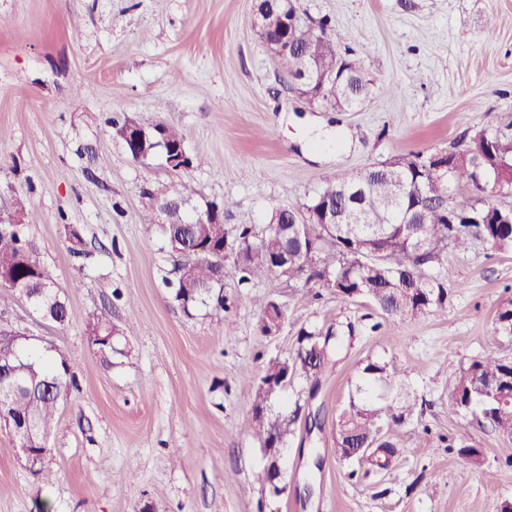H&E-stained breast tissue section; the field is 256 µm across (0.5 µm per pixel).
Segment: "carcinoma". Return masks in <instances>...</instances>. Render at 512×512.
Masks as SVG:
<instances>
[{"label":"carcinoma","instance_id":"cac0c4a2","mask_svg":"<svg viewBox=\"0 0 512 512\" xmlns=\"http://www.w3.org/2000/svg\"><path fill=\"white\" fill-rule=\"evenodd\" d=\"M256 11L264 14L266 36L282 39L293 36L298 52L278 59L281 73L288 80L306 78L308 97L339 111L358 108L366 86L358 59L339 53L336 34L329 21L322 18L299 19L293 29L281 24L280 17L297 11L295 0H259ZM162 140L163 149L183 144V136L172 126L156 123L148 130L147 149L156 154L153 142ZM390 161L402 166L395 175L385 169L371 170L363 191L351 205V212H327L325 197L336 191L349 193L356 188L355 178L346 172L327 176L323 187L304 206L314 211L313 219L298 227L305 250L286 265L275 263L282 233L271 229L259 238L253 229H238L232 248L236 251L240 280L273 274L284 281L309 283L317 281L340 297L364 298L390 317H420L447 309L448 289L444 280L433 274L448 249L465 250L474 239L489 241L498 249H512V207L506 208L481 196V185L498 181L506 195H512V133L490 129L488 140L472 145V151L448 152V172H433L422 161L421 154H397ZM404 179L415 194L424 191L438 201L416 225L403 223L412 202L389 203L394 194L395 177ZM182 196L174 190L161 199L155 210L168 218L163 228L171 257L170 274L175 278V300L186 313L200 306L224 309L220 281L224 278L222 260H205L194 249H223L227 244L224 212L231 202L209 203L196 213L191 223L182 221ZM180 246H175L172 241ZM0 275L27 288H45L43 294L29 302L48 314L56 323L63 305L56 302L54 282L27 240L0 235ZM112 322L95 316L87 322L86 333L91 347L109 362L114 352ZM340 330L328 328L316 333L305 328L298 334V348L292 364L284 369L280 362H270L259 376L247 372L243 381L251 387V407H267L264 416L254 414L244 422L248 434L264 446L270 433H276L281 444L295 435L301 409L275 411V397L259 387L265 379L280 381L285 372L290 377L304 376L319 384L320 376L331 361L333 352L344 345ZM24 364L19 376L35 364L46 376L56 373L71 375L67 355L55 350L44 356L28 348L22 353ZM512 393V358L493 353L472 360L458 376L454 400L465 411L477 412L495 432L512 437V405L503 404L498 393ZM58 394L44 392L36 398L20 393L0 398V413L31 414L37 432L45 437L55 425ZM416 399L399 380L398 372L379 362H368L362 369L355 395L338 414L336 420V455L348 460L349 449L366 446L371 452L364 458L374 467L385 469L394 454V445L383 433L384 422L401 424L411 417Z\"/></svg>","mask_w":512,"mask_h":512}]
</instances>
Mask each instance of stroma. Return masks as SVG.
I'll list each match as a JSON object with an SVG mask.
<instances>
[{"mask_svg":"<svg viewBox=\"0 0 512 512\" xmlns=\"http://www.w3.org/2000/svg\"><path fill=\"white\" fill-rule=\"evenodd\" d=\"M329 18L339 51L361 62L369 94L340 112L291 92L254 25L256 0H0V210L21 193L37 214L26 234L68 310L65 324L26 301L0 307V324L38 348L55 346L74 373L48 441L43 483L0 429V512H499L512 499V438L453 402L457 376L478 356L512 357L497 315L512 305V249L477 241L449 251L434 273L448 282L446 311L387 317L373 303L320 284L269 275L240 282L224 253V310L185 313L167 278L165 216L140 215L178 189L184 213L231 201L228 229L262 232L276 207H301L335 171L359 173L396 154L467 144L512 120V0H296ZM179 128L201 166L171 172L137 162L113 119ZM91 256L72 255L69 228ZM285 311L261 331L254 297ZM115 336L103 362L89 317ZM352 324L353 337L323 372L276 406L321 412L323 431L284 448L288 489L254 479L264 464L244 430L241 374L294 356L300 329ZM388 363L417 399L413 416L385 426L388 469L337 459L334 426L364 365ZM482 449L469 465L458 447ZM323 469L309 476L304 455ZM315 493H297L307 478ZM115 331L112 322L103 316H95L87 322L86 333L89 343L103 362H109L112 352H114L113 339L110 342H106V340L111 338L112 332Z\"/></svg>","mask_w":512,"mask_h":512,"instance_id":"1","label":"stroma"}]
</instances>
